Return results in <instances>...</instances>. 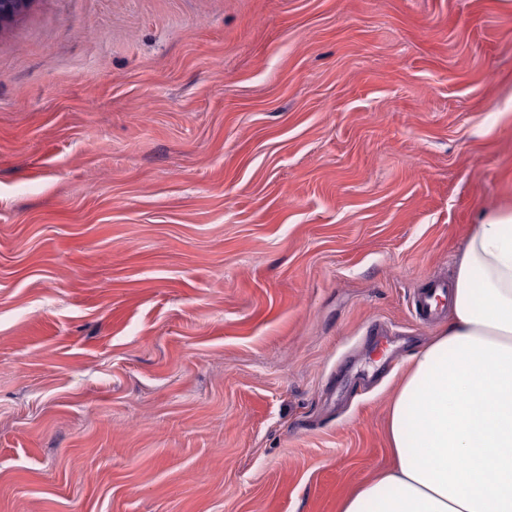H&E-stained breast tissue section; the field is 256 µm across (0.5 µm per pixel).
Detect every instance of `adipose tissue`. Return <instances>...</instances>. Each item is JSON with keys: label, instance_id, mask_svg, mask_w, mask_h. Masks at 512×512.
Instances as JSON below:
<instances>
[{"label": "adipose tissue", "instance_id": "ef3b65f1", "mask_svg": "<svg viewBox=\"0 0 512 512\" xmlns=\"http://www.w3.org/2000/svg\"><path fill=\"white\" fill-rule=\"evenodd\" d=\"M388 440L392 466L340 512H512V209L468 233L448 323L410 357Z\"/></svg>", "mask_w": 512, "mask_h": 512}]
</instances>
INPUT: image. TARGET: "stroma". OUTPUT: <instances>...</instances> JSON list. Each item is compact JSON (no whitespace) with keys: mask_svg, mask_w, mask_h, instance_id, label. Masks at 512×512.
Segmentation results:
<instances>
[{"mask_svg":"<svg viewBox=\"0 0 512 512\" xmlns=\"http://www.w3.org/2000/svg\"><path fill=\"white\" fill-rule=\"evenodd\" d=\"M512 0H32L0 28V512H339L471 225ZM441 291L444 295L448 293V279L435 281L430 288H427L418 295L417 314L420 320L433 321L439 313L442 303L441 296L437 292Z\"/></svg>","mask_w":512,"mask_h":512,"instance_id":"35a3bbf8","label":"stroma"}]
</instances>
